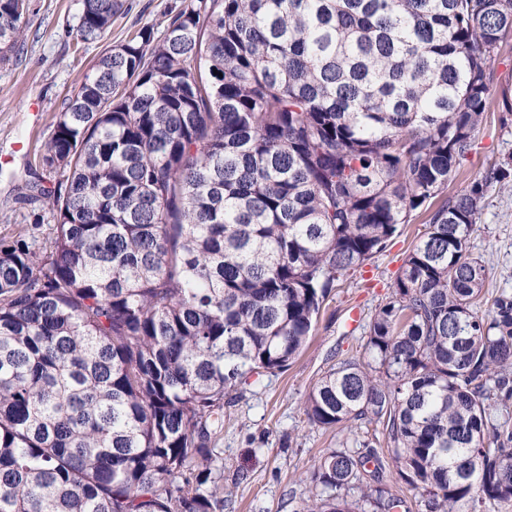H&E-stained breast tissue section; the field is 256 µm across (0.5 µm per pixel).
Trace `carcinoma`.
I'll use <instances>...</instances> for the list:
<instances>
[{
  "instance_id": "1",
  "label": "carcinoma",
  "mask_w": 512,
  "mask_h": 512,
  "mask_svg": "<svg viewBox=\"0 0 512 512\" xmlns=\"http://www.w3.org/2000/svg\"><path fill=\"white\" fill-rule=\"evenodd\" d=\"M123 0H83L100 38ZM25 0H0V60ZM512 0H183L69 99L44 216L0 238V512H223L215 448L248 377L288 367L337 282L425 232L307 422L382 425L422 512L512 502V292L469 250L512 153L454 194ZM328 448L298 512H397L383 460Z\"/></svg>"
}]
</instances>
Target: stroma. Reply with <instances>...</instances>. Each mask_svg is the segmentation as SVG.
Wrapping results in <instances>:
<instances>
[{"mask_svg": "<svg viewBox=\"0 0 512 512\" xmlns=\"http://www.w3.org/2000/svg\"><path fill=\"white\" fill-rule=\"evenodd\" d=\"M180 3L125 0L124 11L102 38L81 43L75 29L82 0H28L21 47L0 61V237L24 232L34 214L45 213L43 201L29 197L26 186L36 182L50 189L58 180V173L43 166L40 153L93 64L143 26L163 34ZM509 152L512 130L500 127L497 114H488L461 178L449 184V191L461 187L462 177ZM424 222V215L414 216L360 274L341 279L296 359L283 371L250 377L243 398L225 409L216 446L224 478L235 486L224 512H298L309 495L315 461L344 438L311 426L303 401L332 366L359 355L370 316L389 295ZM470 250L486 265L489 291L512 292V191L489 187Z\"/></svg>", "mask_w": 512, "mask_h": 512, "instance_id": "1", "label": "stroma"}]
</instances>
